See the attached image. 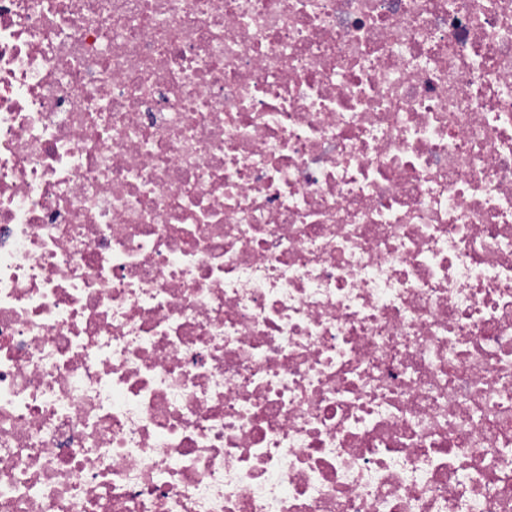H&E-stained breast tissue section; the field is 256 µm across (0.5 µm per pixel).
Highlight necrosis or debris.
Returning a JSON list of instances; mask_svg holds the SVG:
<instances>
[{"instance_id": "obj_1", "label": "necrosis or debris", "mask_w": 512, "mask_h": 512, "mask_svg": "<svg viewBox=\"0 0 512 512\" xmlns=\"http://www.w3.org/2000/svg\"><path fill=\"white\" fill-rule=\"evenodd\" d=\"M0 512H512V0H0Z\"/></svg>"}]
</instances>
